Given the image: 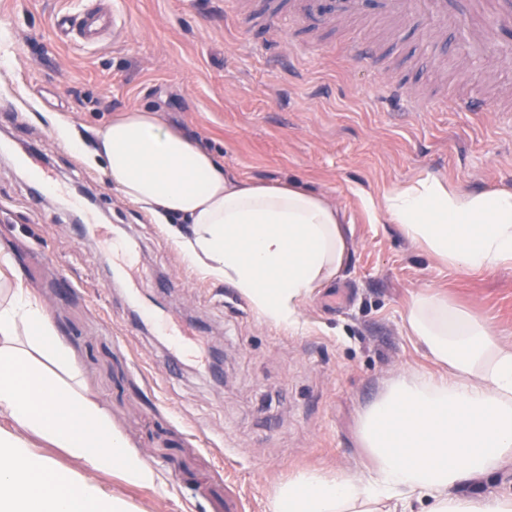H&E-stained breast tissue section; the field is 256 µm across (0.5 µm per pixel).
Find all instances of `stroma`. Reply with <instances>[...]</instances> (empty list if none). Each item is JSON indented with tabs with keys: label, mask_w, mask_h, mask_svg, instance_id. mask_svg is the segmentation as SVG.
Masks as SVG:
<instances>
[{
	"label": "stroma",
	"mask_w": 512,
	"mask_h": 512,
	"mask_svg": "<svg viewBox=\"0 0 512 512\" xmlns=\"http://www.w3.org/2000/svg\"><path fill=\"white\" fill-rule=\"evenodd\" d=\"M245 24L224 22L226 4ZM117 8L122 25L77 50L54 19L71 0H0V247L44 305L79 372L80 390L109 415L130 450L172 490L163 496L100 472L99 486L134 512H271L279 485L300 472L367 480L374 462L360 419L400 374H428L405 328L419 293L434 291L512 346V263L467 271L410 242L399 225L371 223L362 196L436 176L464 191H512V112L453 110L440 94L512 103V62L468 53L459 34L425 36L411 18L371 17L268 30L295 0H88ZM371 44L373 65L349 59ZM412 93L437 96L410 112L380 97L376 70ZM147 108L238 176L292 181L344 215L349 253L337 279L311 291L287 329L263 321L230 282L186 263L164 225L124 200L94 161L97 131L118 112ZM64 119L79 150L65 147ZM38 151L52 183L20 161ZM85 200L112 238L130 245L136 283H111V252L72 223L69 196ZM172 314L222 348L212 378L174 362L166 337L129 303Z\"/></svg>",
	"instance_id": "35a3bbf8"
}]
</instances>
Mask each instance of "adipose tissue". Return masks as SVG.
<instances>
[{
  "instance_id": "adipose-tissue-1",
  "label": "adipose tissue",
  "mask_w": 512,
  "mask_h": 512,
  "mask_svg": "<svg viewBox=\"0 0 512 512\" xmlns=\"http://www.w3.org/2000/svg\"><path fill=\"white\" fill-rule=\"evenodd\" d=\"M107 183L166 225L184 259L231 282L266 322L295 327L312 288L343 266L339 210L295 183L240 180L154 112L116 114L97 133ZM409 240L449 265L491 271L512 261V191L462 192L428 177L382 201L363 197ZM405 327L440 375L400 376L360 423L374 478L301 473L281 485L272 512H512V496L472 491L512 458V348L435 294L414 299ZM43 304L23 284L0 300V512H130L91 478L33 449L39 436L95 471L161 490V475L130 451L105 412L86 399Z\"/></svg>"
}]
</instances>
